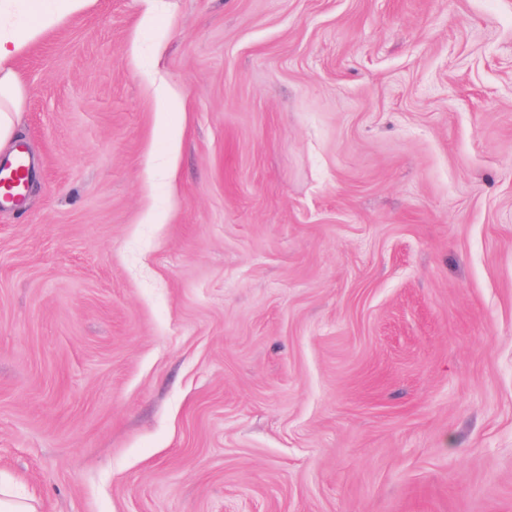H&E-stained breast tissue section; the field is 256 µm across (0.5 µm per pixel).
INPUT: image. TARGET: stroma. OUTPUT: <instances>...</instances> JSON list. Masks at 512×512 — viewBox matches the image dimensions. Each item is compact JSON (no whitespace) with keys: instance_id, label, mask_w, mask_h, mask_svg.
<instances>
[{"instance_id":"1","label":"stroma","mask_w":512,"mask_h":512,"mask_svg":"<svg viewBox=\"0 0 512 512\" xmlns=\"http://www.w3.org/2000/svg\"><path fill=\"white\" fill-rule=\"evenodd\" d=\"M15 72L38 512H512V0H91Z\"/></svg>"}]
</instances>
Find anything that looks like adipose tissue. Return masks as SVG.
<instances>
[{"label": "adipose tissue", "mask_w": 512, "mask_h": 512, "mask_svg": "<svg viewBox=\"0 0 512 512\" xmlns=\"http://www.w3.org/2000/svg\"><path fill=\"white\" fill-rule=\"evenodd\" d=\"M86 0H0V145L14 136L25 91L13 65L60 18L80 13Z\"/></svg>", "instance_id": "ef3b65f1"}]
</instances>
